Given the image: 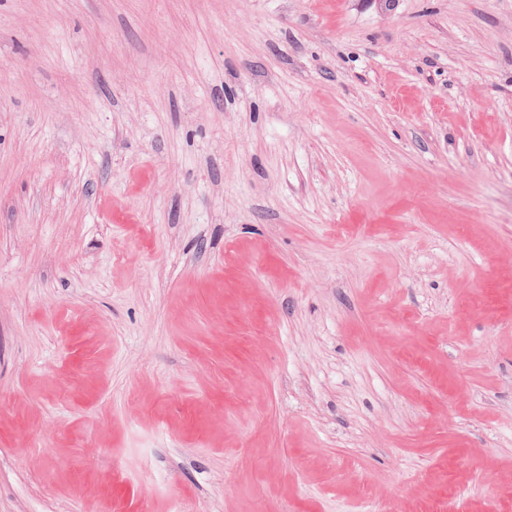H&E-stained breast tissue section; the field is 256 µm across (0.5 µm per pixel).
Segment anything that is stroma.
Instances as JSON below:
<instances>
[{
	"instance_id": "stroma-1",
	"label": "stroma",
	"mask_w": 512,
	"mask_h": 512,
	"mask_svg": "<svg viewBox=\"0 0 512 512\" xmlns=\"http://www.w3.org/2000/svg\"><path fill=\"white\" fill-rule=\"evenodd\" d=\"M0 512H512V0H0Z\"/></svg>"
}]
</instances>
